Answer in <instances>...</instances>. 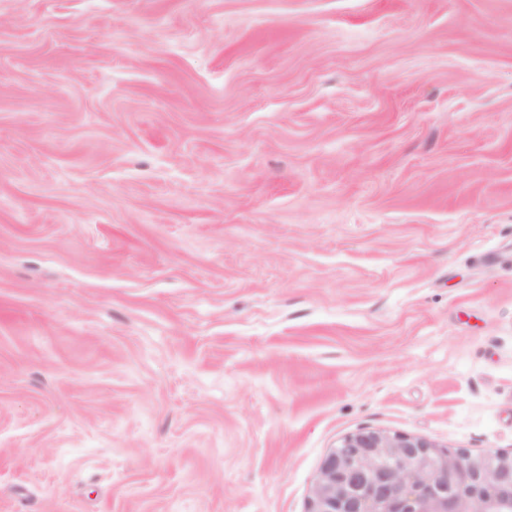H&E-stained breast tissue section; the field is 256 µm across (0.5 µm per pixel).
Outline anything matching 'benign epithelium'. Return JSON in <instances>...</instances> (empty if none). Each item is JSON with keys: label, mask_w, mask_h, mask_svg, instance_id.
I'll return each instance as SVG.
<instances>
[{"label": "benign epithelium", "mask_w": 512, "mask_h": 512, "mask_svg": "<svg viewBox=\"0 0 512 512\" xmlns=\"http://www.w3.org/2000/svg\"><path fill=\"white\" fill-rule=\"evenodd\" d=\"M309 512H512V453L361 429L323 461Z\"/></svg>", "instance_id": "7a95c632"}]
</instances>
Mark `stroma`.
I'll list each match as a JSON object with an SVG mask.
<instances>
[{
    "label": "stroma",
    "instance_id": "1",
    "mask_svg": "<svg viewBox=\"0 0 512 512\" xmlns=\"http://www.w3.org/2000/svg\"><path fill=\"white\" fill-rule=\"evenodd\" d=\"M366 428L512 452V0H0V512Z\"/></svg>",
    "mask_w": 512,
    "mask_h": 512
}]
</instances>
